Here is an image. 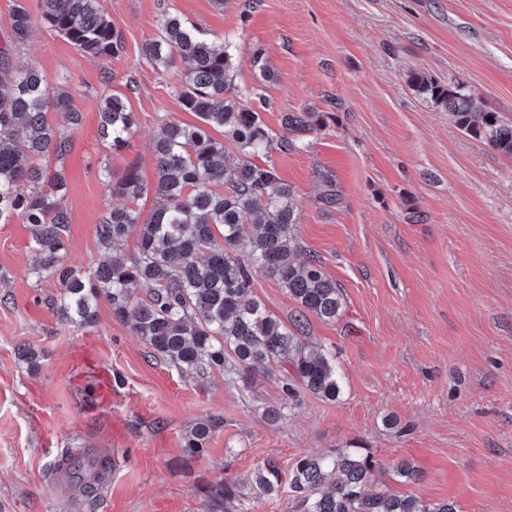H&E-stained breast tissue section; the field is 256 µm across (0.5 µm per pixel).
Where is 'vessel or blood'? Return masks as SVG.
<instances>
[{
    "mask_svg": "<svg viewBox=\"0 0 512 512\" xmlns=\"http://www.w3.org/2000/svg\"><path fill=\"white\" fill-rule=\"evenodd\" d=\"M97 456V449L84 448L69 459L55 463L48 481L60 499L69 502L84 487L107 485L112 466L98 463Z\"/></svg>",
    "mask_w": 512,
    "mask_h": 512,
    "instance_id": "1",
    "label": "vessel or blood"
}]
</instances>
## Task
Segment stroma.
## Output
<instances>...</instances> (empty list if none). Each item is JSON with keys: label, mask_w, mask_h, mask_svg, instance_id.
I'll return each instance as SVG.
<instances>
[{"label": "stroma", "mask_w": 512, "mask_h": 512, "mask_svg": "<svg viewBox=\"0 0 512 512\" xmlns=\"http://www.w3.org/2000/svg\"><path fill=\"white\" fill-rule=\"evenodd\" d=\"M125 48L98 60L36 29L15 67L38 66L66 82L83 115L64 161L70 255L81 268L103 259L96 225L119 204L102 177L139 160L155 166L152 136L169 119L196 123L173 95L185 65L153 69L143 44L175 13L207 38L229 40L236 83L262 87L261 117L281 133L285 113L322 121L306 146L255 156L273 162L299 204L303 256H317L341 286L343 312L309 321L342 377L337 400L304 392L284 401L279 373L262 369L251 389L225 374H179L152 357L100 303L87 327L62 321L54 280L31 275L21 218L0 224V512H211L209 485L236 479L245 512H290L252 477L264 462L289 470L304 455L355 449L378 461L380 480L458 512H512V158L462 133L448 113L416 95L410 72L464 87L512 122V0H101ZM263 49L273 80L250 63ZM125 97L139 128L115 152L99 138L97 106ZM338 99L340 108L328 105ZM336 204H321L324 193ZM252 297L281 320L297 305L256 274ZM112 400L92 397L98 369ZM284 406L272 423L263 411ZM220 427L201 456L184 439L204 419ZM98 444L118 462L112 486L73 507L47 472L62 449ZM408 459L422 473L398 482Z\"/></svg>", "instance_id": "35a3bbf8"}]
</instances>
